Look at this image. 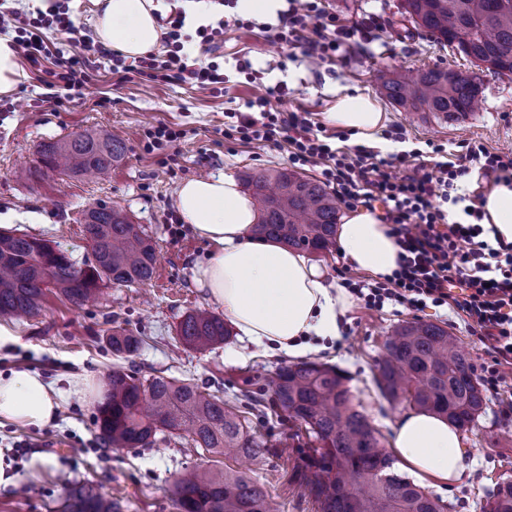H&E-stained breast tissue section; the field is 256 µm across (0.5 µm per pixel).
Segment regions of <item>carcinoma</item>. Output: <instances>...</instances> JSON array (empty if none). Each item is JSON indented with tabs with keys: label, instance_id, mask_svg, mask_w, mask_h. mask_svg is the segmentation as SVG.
Listing matches in <instances>:
<instances>
[{
	"label": "carcinoma",
	"instance_id": "1",
	"mask_svg": "<svg viewBox=\"0 0 512 512\" xmlns=\"http://www.w3.org/2000/svg\"><path fill=\"white\" fill-rule=\"evenodd\" d=\"M400 15L470 60L492 64L490 72L512 75V0H400ZM379 92L395 105L455 121L474 111L481 93L474 72L438 65L409 76L389 74ZM126 152L124 142L98 128L43 144L30 176L106 173ZM258 220L253 233L309 253L336 246L339 203L320 181L287 169L246 176ZM83 233L96 260L76 268L45 240L0 232V315L34 317L50 289L74 305L102 294L109 284L131 286L151 280L156 249L142 227L121 209L100 205L88 211ZM224 318L207 310L187 313L178 327L182 346L204 352L230 340ZM107 344L116 356L138 353L143 338L115 328ZM376 385L390 403H405L448 419L460 429L484 412L486 400L468 354L457 338L430 322L395 328L385 341ZM106 397L95 425L115 448H148L168 433L226 457L260 461L268 447L251 433L247 416L191 379L164 375L140 378L115 365L105 374ZM271 405L280 417L305 425L315 442L301 452L295 476L318 503L319 512H447L448 505L395 472L394 459L353 404L348 378L335 366L302 362L280 369ZM178 512H270L263 490L246 474L196 465L171 487ZM64 512H112V500L90 483L67 487ZM482 512H512V482H502Z\"/></svg>",
	"mask_w": 512,
	"mask_h": 512
}]
</instances>
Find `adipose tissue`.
<instances>
[{
	"label": "adipose tissue",
	"mask_w": 512,
	"mask_h": 512,
	"mask_svg": "<svg viewBox=\"0 0 512 512\" xmlns=\"http://www.w3.org/2000/svg\"><path fill=\"white\" fill-rule=\"evenodd\" d=\"M95 33L100 43L129 58L156 53L163 27L165 0H96ZM336 128L352 132L357 141L373 143L386 121L368 95H337L326 114ZM181 220L212 252L195 269L197 283L211 302L249 343L296 357L311 349L314 339L340 335L339 319L349 305L343 291L325 283L317 263L275 241H255L252 229L258 213L253 198L230 174L192 178L176 195ZM485 228L496 229L512 245V182L499 181L480 204ZM337 241L348 265L375 279L391 275L399 248L375 213L361 208L345 217ZM90 376L56 388L39 373L0 374V419L42 427L55 418L69 396L94 398ZM393 452L401 466L423 481L454 482L465 472L461 434L445 418L412 411L394 429Z\"/></svg>",
	"instance_id": "adipose-tissue-1"
}]
</instances>
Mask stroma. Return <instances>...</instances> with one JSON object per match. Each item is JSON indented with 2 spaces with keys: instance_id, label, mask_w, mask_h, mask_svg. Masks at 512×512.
<instances>
[{
  "instance_id": "stroma-1",
  "label": "stroma",
  "mask_w": 512,
  "mask_h": 512,
  "mask_svg": "<svg viewBox=\"0 0 512 512\" xmlns=\"http://www.w3.org/2000/svg\"><path fill=\"white\" fill-rule=\"evenodd\" d=\"M399 4L400 0H324L325 10L347 24L378 16L381 31L379 40L365 51L320 67L309 65L300 49L283 46L260 29L227 27L218 54L224 57L229 81L217 95L189 84L151 81L133 72L120 81L112 74L111 59L100 57L74 101L55 111L47 101L48 88L28 64H21L23 77L7 99L8 110L0 112V230L16 229L49 240L81 266L92 259L83 235L86 213L100 205L119 207L153 238L157 276L141 286L108 285L97 300L79 308L52 294L39 316H0V326L12 332L10 338L0 340V373L37 372L61 389L82 375L102 377L119 361L106 338L120 326L145 340L138 354L119 361L139 375L161 371L191 378L219 391L231 404L247 391L270 399L272 376L278 367L292 364V357L262 350L236 335L203 353L183 348L176 339L186 312L217 309L194 280V269L208 256L209 245L187 226L175 231L169 224L176 211V188L203 174L230 173L240 178L288 167L286 147L246 146L224 137L225 111L262 94L264 84L286 81L288 108L322 115L337 93L375 95L385 73L435 65L470 69V62L452 48L407 32ZM246 63L264 69L263 84L247 83L239 71ZM480 78V109L452 123L423 119L382 102L386 136L378 142V151H424L434 144L455 154L470 141L492 151L512 146V75L484 71ZM161 122L182 132L178 155L166 167L144 150L142 141L143 131ZM88 127L103 129L126 144L124 159L110 172L30 177L41 143ZM419 319L447 328L469 352L472 364H479L484 356L481 344L449 308L417 314L388 305L369 311L355 302L341 319L343 340L319 343L306 355L307 360L344 371L354 404L386 449L392 446V427L406 409L380 396L374 383L378 363L388 334ZM511 405L512 393L488 397L476 424L462 432L465 474L449 486L428 485V492L448 503L449 512H481L480 502L497 483L512 480V414L506 412ZM96 415V403L74 396L45 427L0 423V453L20 476L17 485L0 486V512H60L65 486L85 481L111 497L117 512H176L170 484L179 472L196 464L217 470L226 465L223 456L193 451L176 437L158 439L150 448L114 449L100 437ZM252 426L271 450L253 465L252 475L272 501L274 512H317L313 498L294 478L297 451L310 441L304 426L284 422L270 411L253 417ZM36 453L51 457V465L31 468Z\"/></svg>"
}]
</instances>
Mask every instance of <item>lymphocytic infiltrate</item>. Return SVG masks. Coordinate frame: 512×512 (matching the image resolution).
<instances>
[{
	"instance_id": "1",
	"label": "lymphocytic infiltrate",
	"mask_w": 512,
	"mask_h": 512,
	"mask_svg": "<svg viewBox=\"0 0 512 512\" xmlns=\"http://www.w3.org/2000/svg\"><path fill=\"white\" fill-rule=\"evenodd\" d=\"M282 25L274 38L301 48L316 64L335 60L354 47L376 40L380 24L372 17L346 25L325 11L322 0H287ZM186 16L176 12L162 40L164 55L138 58L128 64L111 52L113 74L135 72L167 83H188L201 92L220 91L228 77L219 62L197 65L185 50ZM66 35L81 45L83 55H57L52 66L44 61L49 49L47 31ZM0 31L13 32L17 54L42 74L51 87L49 102L62 108L73 100V90L85 79L86 52L95 45L83 25L75 23L61 5L28 18L15 10L0 11ZM287 101L285 82L266 87L264 95L248 100L244 109L225 112L224 137L245 144L288 146L292 166L316 168L319 179L348 208L378 201L382 219L389 224L400 249L397 269L376 282L361 280L344 271L342 284L363 308L380 311L400 305L414 312L428 306H448L466 324L484 350L480 383L491 394L512 390V247L493 246L482 225L483 213L476 204H464L458 181L470 167L499 180L512 178V147L489 151L480 142L467 144L456 161L428 162L419 150L390 153L357 146L336 147L332 133L315 113L272 110L270 99ZM463 204L464 217L450 218L447 204Z\"/></svg>"
}]
</instances>
